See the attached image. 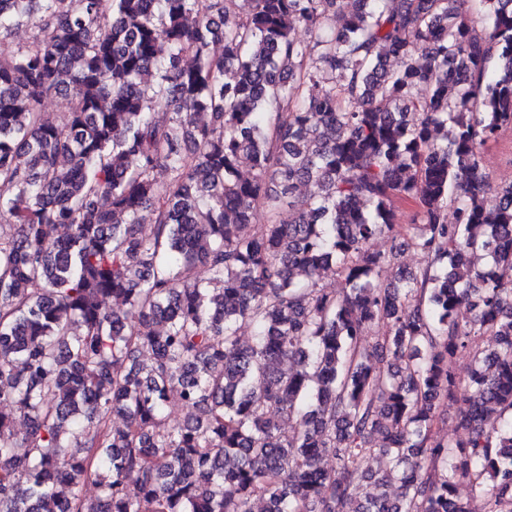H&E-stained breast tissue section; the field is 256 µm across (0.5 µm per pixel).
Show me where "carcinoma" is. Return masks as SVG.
<instances>
[{"instance_id":"obj_1","label":"carcinoma","mask_w":512,"mask_h":512,"mask_svg":"<svg viewBox=\"0 0 512 512\" xmlns=\"http://www.w3.org/2000/svg\"><path fill=\"white\" fill-rule=\"evenodd\" d=\"M239 2L0 0V512H512V0ZM481 168L493 188L512 182V128L487 143L482 153Z\"/></svg>"}]
</instances>
